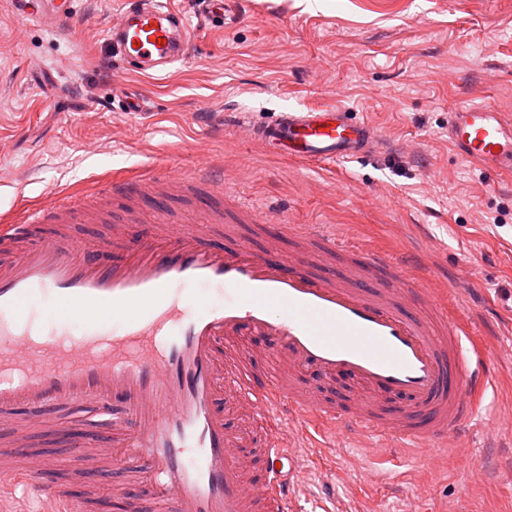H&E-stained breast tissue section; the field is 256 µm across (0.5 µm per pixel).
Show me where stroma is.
<instances>
[{
	"instance_id": "35a3bbf8",
	"label": "stroma",
	"mask_w": 512,
	"mask_h": 512,
	"mask_svg": "<svg viewBox=\"0 0 512 512\" xmlns=\"http://www.w3.org/2000/svg\"><path fill=\"white\" fill-rule=\"evenodd\" d=\"M125 2L76 0L78 26L51 31L0 0V216L103 178L162 163L188 175L210 160L224 166L225 193L291 223L421 254L449 312L491 352L463 360L493 379L471 428L445 452L403 450L392 469L374 438H323L300 451L309 478L292 512H512V430L493 423L512 410V175L489 179L448 141L450 109L512 117V0H224L220 18L172 0L191 49L158 80L112 56L108 28ZM131 90L142 114L126 108ZM329 104L373 125L379 149L306 166L230 123Z\"/></svg>"
}]
</instances>
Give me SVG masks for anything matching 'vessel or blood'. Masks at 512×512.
<instances>
[{"label":"vessel or blood","mask_w":512,"mask_h":512,"mask_svg":"<svg viewBox=\"0 0 512 512\" xmlns=\"http://www.w3.org/2000/svg\"><path fill=\"white\" fill-rule=\"evenodd\" d=\"M8 0L19 20L60 24L75 0ZM116 56L149 77L186 56L188 28L170 0H138L109 28ZM247 141L307 165L366 156L376 133L333 105L240 122ZM448 139L463 159L512 173V120L484 104L455 108ZM205 192L202 223H173V192ZM123 204L104 260L77 250L66 229L86 211L76 195L26 208L0 224V487L23 488L41 512H288L305 479L288 432L373 436L386 462L399 449L444 448L471 422L490 378L466 373L463 344L484 346L470 323L445 316L447 300L405 252L367 250L321 224H280L273 213L230 200L215 166L193 176L156 167L100 189ZM276 224L262 251L211 244L219 224ZM53 225L41 234L42 225ZM307 241L320 258L297 261L278 236ZM348 255L343 270L332 263ZM224 289L223 306L187 289ZM39 304L56 328L87 323L79 340L34 343L21 323ZM164 344H156L161 331ZM356 390L348 407L322 401L337 377ZM73 411L83 430L27 410ZM56 435L65 459L32 447L33 430Z\"/></svg>","instance_id":"1"}]
</instances>
